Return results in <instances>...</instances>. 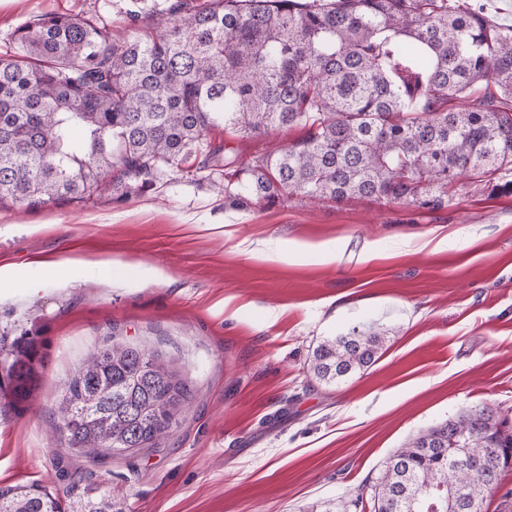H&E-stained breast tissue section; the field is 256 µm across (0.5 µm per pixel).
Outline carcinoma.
Segmentation results:
<instances>
[{"label": "carcinoma", "instance_id": "obj_1", "mask_svg": "<svg viewBox=\"0 0 512 512\" xmlns=\"http://www.w3.org/2000/svg\"><path fill=\"white\" fill-rule=\"evenodd\" d=\"M171 23L112 35L100 15L47 16L0 54V206L83 203L145 191L168 173L224 169V198L371 197L447 207L457 185L512 191V26L453 0H211ZM303 136L247 162L221 159L214 127ZM357 327L313 350L340 381L377 361ZM12 402L37 387L31 349L4 356ZM193 398L163 352L114 341L89 354L56 409L65 445L93 462L167 439ZM500 454L481 474L448 458ZM512 467V428L489 407L427 429L389 459L371 512H482ZM0 512H61L31 483L0 487Z\"/></svg>", "mask_w": 512, "mask_h": 512}]
</instances>
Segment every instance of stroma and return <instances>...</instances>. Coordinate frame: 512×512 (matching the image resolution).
<instances>
[{"label":"stroma","instance_id":"1","mask_svg":"<svg viewBox=\"0 0 512 512\" xmlns=\"http://www.w3.org/2000/svg\"><path fill=\"white\" fill-rule=\"evenodd\" d=\"M175 0H0V51L20 26L98 11L144 32ZM301 129L241 138L247 161ZM0 346L33 343L29 402L0 394V486L107 493L124 512H363L356 498L409 439L491 407L512 423V194L459 189L430 211L373 198L237 208L207 172L84 206L0 208ZM385 333L346 382L308 371L323 339ZM174 357L194 390L161 447L98 464L54 433L69 375L107 339Z\"/></svg>","mask_w":512,"mask_h":512}]
</instances>
